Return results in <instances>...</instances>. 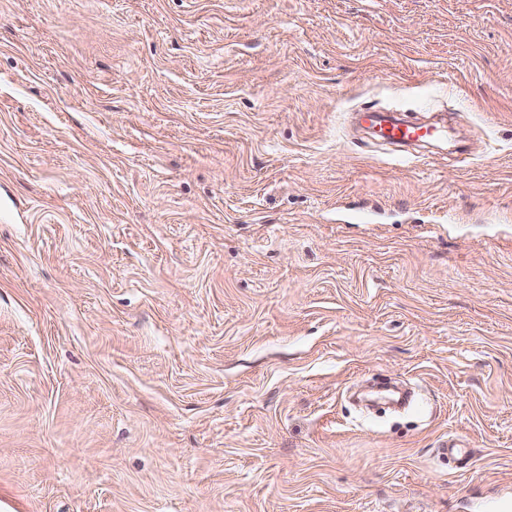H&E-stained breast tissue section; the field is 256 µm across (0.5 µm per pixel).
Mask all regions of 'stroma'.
I'll list each match as a JSON object with an SVG mask.
<instances>
[{"label":"stroma","instance_id":"obj_1","mask_svg":"<svg viewBox=\"0 0 512 512\" xmlns=\"http://www.w3.org/2000/svg\"><path fill=\"white\" fill-rule=\"evenodd\" d=\"M507 496L512 0H0V512ZM373 133L390 143L416 141L429 138L433 132L429 128L413 123H399L395 118L373 112L361 113Z\"/></svg>","mask_w":512,"mask_h":512}]
</instances>
